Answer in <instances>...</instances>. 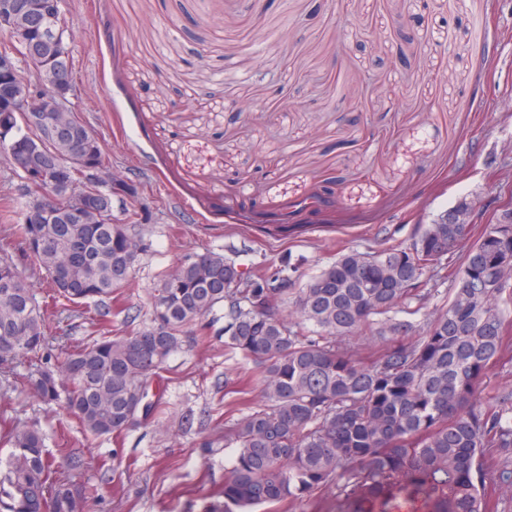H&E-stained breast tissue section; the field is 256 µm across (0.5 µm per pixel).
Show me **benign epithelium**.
<instances>
[{
  "instance_id": "obj_1",
  "label": "benign epithelium",
  "mask_w": 512,
  "mask_h": 512,
  "mask_svg": "<svg viewBox=\"0 0 512 512\" xmlns=\"http://www.w3.org/2000/svg\"><path fill=\"white\" fill-rule=\"evenodd\" d=\"M59 0H27L20 5L14 0H0V28H13L15 20L25 15L33 21L46 19L50 24L41 29L43 41L58 50L64 42L65 26L60 18ZM35 52L34 45L24 36L15 38L13 44L0 50V81L3 84H28L27 77L17 66V59ZM53 98L27 91L21 97H0V112H22L29 127L39 133L33 139L24 138L16 128H0L11 133L10 154L17 168L26 176L25 183L31 188L30 199L38 204L44 197L57 193L71 199L68 209L70 222L74 224H106L112 217V198L130 197L133 184L120 172L93 162L90 141L84 150L60 157L55 145L69 141L80 134V117L69 104L72 91L71 72L61 66L56 68ZM81 169L87 173V185L80 189L61 183L54 174L63 169Z\"/></svg>"
}]
</instances>
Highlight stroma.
Returning a JSON list of instances; mask_svg holds the SVG:
<instances>
[{
	"label": "stroma",
	"mask_w": 512,
	"mask_h": 512,
	"mask_svg": "<svg viewBox=\"0 0 512 512\" xmlns=\"http://www.w3.org/2000/svg\"><path fill=\"white\" fill-rule=\"evenodd\" d=\"M61 0L71 101L150 221L135 287L88 321L136 330L188 254L255 271L298 267L295 287L344 251L409 245L469 197L489 222L512 195V0ZM326 221L284 235L247 219L306 199L328 173ZM0 160V237L26 199ZM190 327L160 372L162 403L93 436L27 387L0 391V424L37 426L87 512H204L224 486L227 422L260 399L261 370L224 346L223 309Z\"/></svg>",
	"instance_id": "stroma-1"
}]
</instances>
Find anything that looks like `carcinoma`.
Wrapping results in <instances>:
<instances>
[{"instance_id":"1","label":"carcinoma","mask_w":512,"mask_h":512,"mask_svg":"<svg viewBox=\"0 0 512 512\" xmlns=\"http://www.w3.org/2000/svg\"><path fill=\"white\" fill-rule=\"evenodd\" d=\"M48 74L59 61L43 52L27 61ZM58 216L39 225L24 216L20 249L29 266L0 255V387L14 384L10 364L30 354L47 366L25 383L47 403L63 401L92 435L120 434L153 411L161 387L154 377L179 348L184 329L228 305L224 345L262 368L261 400L224 431L234 449L224 477V503L210 512H256L262 506L312 503L336 490V512H361L393 487L426 496L431 512H492L489 483L512 487V406L481 397L489 367L509 346L505 308L497 287L512 268V224H428L409 245L374 253L351 250L299 289L288 311L278 299L290 292L283 269L253 276L240 288L235 261L213 251L185 256L179 277L161 280L152 295L151 324L133 335L100 336L68 345L51 363L49 333L33 279L48 282L53 302L90 300L110 307L112 293L133 288L144 250L132 224H99L74 254L76 228L67 200ZM462 250L451 270L448 308L426 319L422 336L392 345L363 365L343 345L350 337L408 330L393 313H412L444 269L441 253ZM57 329L67 336L84 312L62 308ZM383 316L388 328H373ZM12 448L0 464V512H65L59 500L70 485L52 468L42 431L12 422L0 434Z\"/></svg>"}]
</instances>
